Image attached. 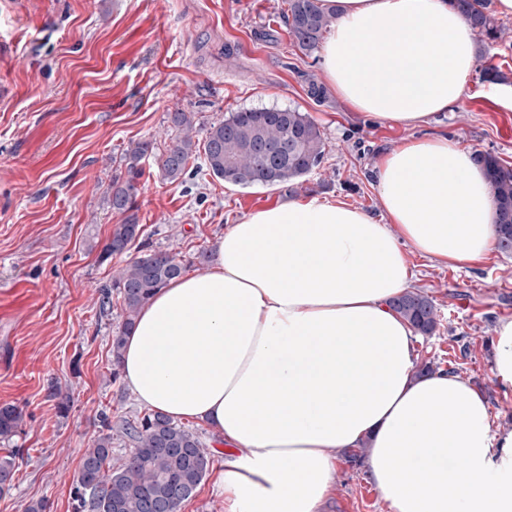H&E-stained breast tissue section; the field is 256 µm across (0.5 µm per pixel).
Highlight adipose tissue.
<instances>
[{"label":"adipose tissue","mask_w":512,"mask_h":512,"mask_svg":"<svg viewBox=\"0 0 512 512\" xmlns=\"http://www.w3.org/2000/svg\"><path fill=\"white\" fill-rule=\"evenodd\" d=\"M335 21L329 88L369 118L418 126L452 111L476 66L449 0H320ZM381 216L289 200L231 225L212 263L158 290L126 336L137 401L197 421L234 451L216 477L224 512H320L335 452L368 445L389 512H512V430L492 431L461 376L416 373L413 330L391 302L405 252L462 267L497 237L476 152L411 140L373 171Z\"/></svg>","instance_id":"ef3b65f1"}]
</instances>
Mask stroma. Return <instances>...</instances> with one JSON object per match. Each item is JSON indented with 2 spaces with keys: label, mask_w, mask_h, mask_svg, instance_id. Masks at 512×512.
Segmentation results:
<instances>
[{
  "label": "stroma",
  "mask_w": 512,
  "mask_h": 512,
  "mask_svg": "<svg viewBox=\"0 0 512 512\" xmlns=\"http://www.w3.org/2000/svg\"><path fill=\"white\" fill-rule=\"evenodd\" d=\"M286 0H0V406L24 423L0 440L15 476L0 512L45 499L72 512L70 491L99 416L120 420L140 407L112 377L111 341L123 306L99 314L100 289L137 249L100 261L125 216L108 194L115 161L133 143L165 149L168 113L206 128L243 108L309 113L326 142L321 166L301 188L235 186L190 173L164 179L143 162L135 215L142 242L170 252L188 272L224 231L286 198L342 200L372 215L381 201L371 172L380 157L427 134L496 154L512 166V86L470 76L454 111L411 128L379 123L325 92L319 53L299 49ZM323 90L312 96V87ZM412 289L433 297L434 335L416 336L418 362L455 370L487 400L492 430L512 429V387L492 374L494 329L512 319V254L491 250L453 269L409 252ZM70 396L60 412L50 395ZM336 492L326 512H386L365 464L337 452Z\"/></svg>",
  "instance_id": "obj_1"
}]
</instances>
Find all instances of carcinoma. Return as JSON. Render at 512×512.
I'll return each mask as SVG.
<instances>
[{"instance_id": "obj_1", "label": "carcinoma", "mask_w": 512, "mask_h": 512, "mask_svg": "<svg viewBox=\"0 0 512 512\" xmlns=\"http://www.w3.org/2000/svg\"><path fill=\"white\" fill-rule=\"evenodd\" d=\"M468 19L478 46L503 38L505 27L489 11V0H450ZM287 23L298 47L315 51L334 16L322 10L319 0H288ZM479 79L505 85L512 78L494 66L479 69ZM168 122L179 135L160 154V168L170 182L183 179L198 149H203L204 166L213 177L239 186L261 184L299 185L318 169L326 154V142L311 117L296 108H255L230 113L199 134L190 112L167 113ZM150 141H139L120 157L108 195L112 210L135 208L141 161L153 153ZM488 177V189L496 208L497 249L512 253V167L491 152L479 154ZM140 225L131 216L113 229L103 245L102 261L125 252L140 235ZM186 265L162 250H147L112 275V284L101 290L99 314L112 312V293L121 297L125 318L112 338V376L121 366L124 336L142 306L159 289L181 276ZM392 307L413 329L431 336L439 324L438 308L432 297L407 291ZM23 412L15 405L0 406V438L9 440L22 427ZM132 445L131 453L117 466L112 458V432ZM214 464L213 455L192 428L160 413H145L124 419L117 426L107 415L101 430L83 454L81 467L71 489L73 512H179L181 504L196 493ZM15 473L11 458L0 460V491L11 486Z\"/></svg>"}]
</instances>
